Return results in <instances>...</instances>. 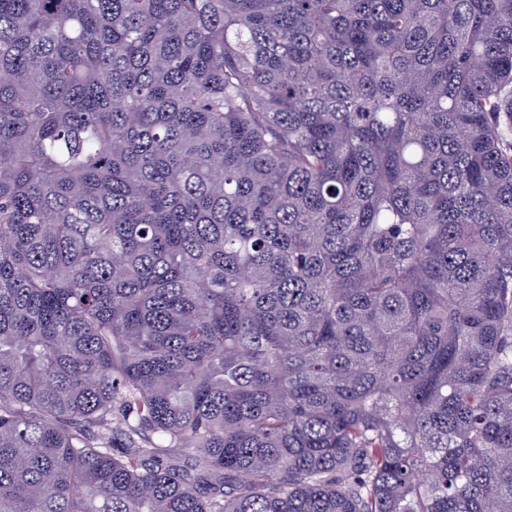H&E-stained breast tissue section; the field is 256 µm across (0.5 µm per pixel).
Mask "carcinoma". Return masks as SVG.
<instances>
[{"label": "carcinoma", "mask_w": 512, "mask_h": 512, "mask_svg": "<svg viewBox=\"0 0 512 512\" xmlns=\"http://www.w3.org/2000/svg\"><path fill=\"white\" fill-rule=\"evenodd\" d=\"M0 512H512V0H0Z\"/></svg>", "instance_id": "1"}]
</instances>
